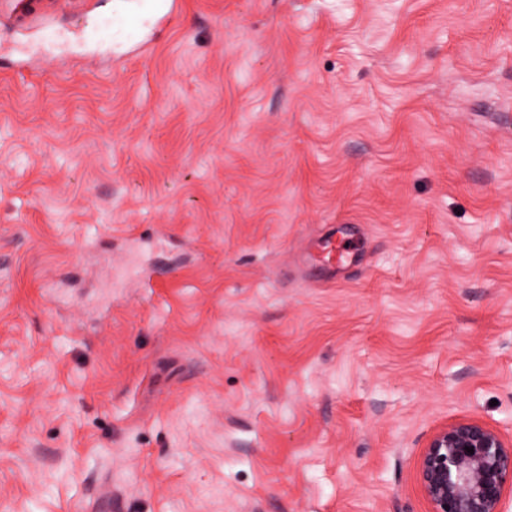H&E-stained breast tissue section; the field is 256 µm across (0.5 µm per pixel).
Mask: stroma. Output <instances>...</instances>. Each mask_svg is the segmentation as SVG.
Returning a JSON list of instances; mask_svg holds the SVG:
<instances>
[{
    "label": "stroma",
    "mask_w": 512,
    "mask_h": 512,
    "mask_svg": "<svg viewBox=\"0 0 512 512\" xmlns=\"http://www.w3.org/2000/svg\"><path fill=\"white\" fill-rule=\"evenodd\" d=\"M33 2L0 512H429L434 431L512 436V0Z\"/></svg>",
    "instance_id": "obj_1"
}]
</instances>
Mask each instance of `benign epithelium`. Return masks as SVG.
Wrapping results in <instances>:
<instances>
[{
	"label": "benign epithelium",
	"mask_w": 512,
	"mask_h": 512,
	"mask_svg": "<svg viewBox=\"0 0 512 512\" xmlns=\"http://www.w3.org/2000/svg\"><path fill=\"white\" fill-rule=\"evenodd\" d=\"M417 473L430 512H504L512 493V440L477 420H457L431 435Z\"/></svg>",
	"instance_id": "7a95c632"
}]
</instances>
